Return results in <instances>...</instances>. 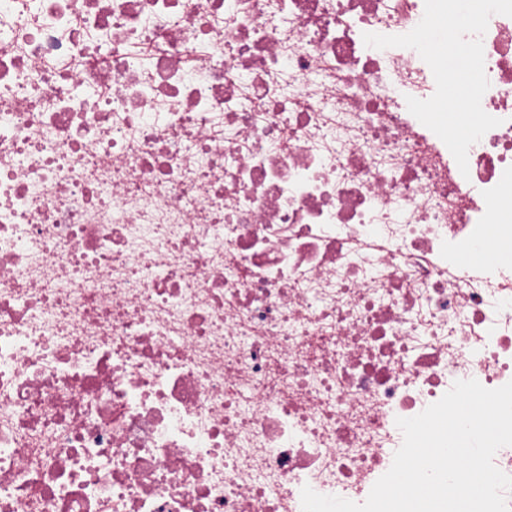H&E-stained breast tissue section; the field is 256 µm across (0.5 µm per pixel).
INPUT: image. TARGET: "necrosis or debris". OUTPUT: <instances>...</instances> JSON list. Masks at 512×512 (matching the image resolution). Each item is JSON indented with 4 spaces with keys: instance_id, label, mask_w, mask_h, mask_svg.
Segmentation results:
<instances>
[{
    "instance_id": "1",
    "label": "necrosis or debris",
    "mask_w": 512,
    "mask_h": 512,
    "mask_svg": "<svg viewBox=\"0 0 512 512\" xmlns=\"http://www.w3.org/2000/svg\"><path fill=\"white\" fill-rule=\"evenodd\" d=\"M425 0H0V512L363 503L512 381V17L468 174Z\"/></svg>"
}]
</instances>
